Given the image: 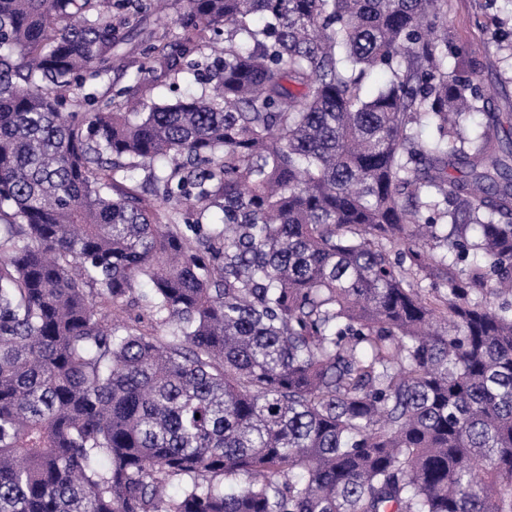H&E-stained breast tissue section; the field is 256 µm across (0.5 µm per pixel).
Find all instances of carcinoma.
<instances>
[{
  "mask_svg": "<svg viewBox=\"0 0 512 512\" xmlns=\"http://www.w3.org/2000/svg\"><path fill=\"white\" fill-rule=\"evenodd\" d=\"M138 8L0 0V512H512V151L441 0H188L135 80L225 28L212 91L81 111Z\"/></svg>",
  "mask_w": 512,
  "mask_h": 512,
  "instance_id": "cac0c4a2",
  "label": "carcinoma"
}]
</instances>
